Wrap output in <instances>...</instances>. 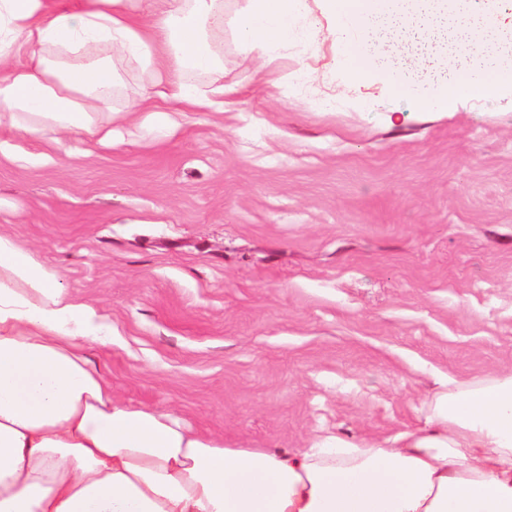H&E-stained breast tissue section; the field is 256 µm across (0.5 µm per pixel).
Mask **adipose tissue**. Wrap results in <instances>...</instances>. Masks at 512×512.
Wrapping results in <instances>:
<instances>
[{"label": "adipose tissue", "instance_id": "obj_1", "mask_svg": "<svg viewBox=\"0 0 512 512\" xmlns=\"http://www.w3.org/2000/svg\"><path fill=\"white\" fill-rule=\"evenodd\" d=\"M147 2L0 0V127L97 139L121 110L116 54L177 73L186 109L214 107L179 75L222 67V0ZM306 9L247 0L238 38L271 56ZM111 340L94 305L0 232V512H512V374L443 388L390 444L230 448L124 404L86 353Z\"/></svg>", "mask_w": 512, "mask_h": 512}]
</instances>
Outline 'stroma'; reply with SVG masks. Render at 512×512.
<instances>
[{
	"instance_id": "35a3bbf8",
	"label": "stroma",
	"mask_w": 512,
	"mask_h": 512,
	"mask_svg": "<svg viewBox=\"0 0 512 512\" xmlns=\"http://www.w3.org/2000/svg\"><path fill=\"white\" fill-rule=\"evenodd\" d=\"M224 0V109L85 144L0 129V231L112 325L87 351L125 402L225 445L295 450L420 426L445 377L512 372V92L419 111L349 83L318 10L274 60Z\"/></svg>"
}]
</instances>
